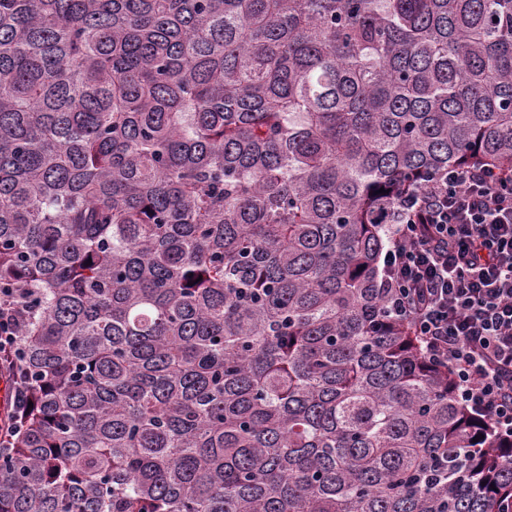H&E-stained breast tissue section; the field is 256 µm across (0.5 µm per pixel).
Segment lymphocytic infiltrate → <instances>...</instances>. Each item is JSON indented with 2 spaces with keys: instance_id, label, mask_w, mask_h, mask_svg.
<instances>
[{
  "instance_id": "f902f5d3",
  "label": "lymphocytic infiltrate",
  "mask_w": 512,
  "mask_h": 512,
  "mask_svg": "<svg viewBox=\"0 0 512 512\" xmlns=\"http://www.w3.org/2000/svg\"><path fill=\"white\" fill-rule=\"evenodd\" d=\"M383 259L389 315L457 399L512 436V173L451 167L398 193Z\"/></svg>"
}]
</instances>
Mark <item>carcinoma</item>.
<instances>
[{"label": "carcinoma", "instance_id": "1", "mask_svg": "<svg viewBox=\"0 0 512 512\" xmlns=\"http://www.w3.org/2000/svg\"><path fill=\"white\" fill-rule=\"evenodd\" d=\"M450 164L512 171V0H0V512H501L512 438L386 315ZM18 320L16 308L6 302H0V354H7L14 346V329Z\"/></svg>", "mask_w": 512, "mask_h": 512}]
</instances>
